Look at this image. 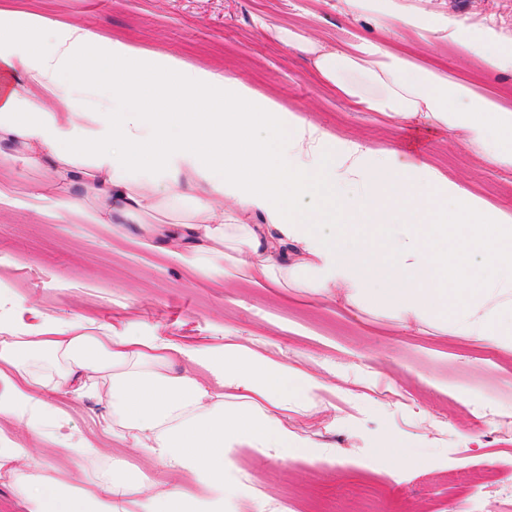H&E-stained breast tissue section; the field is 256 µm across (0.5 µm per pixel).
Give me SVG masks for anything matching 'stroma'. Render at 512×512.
Here are the masks:
<instances>
[{"label":"stroma","instance_id":"1","mask_svg":"<svg viewBox=\"0 0 512 512\" xmlns=\"http://www.w3.org/2000/svg\"><path fill=\"white\" fill-rule=\"evenodd\" d=\"M33 4L52 21L178 56L221 78H247L329 134L429 163L512 212V168L485 161L446 129L400 127L381 113L356 111L314 78L312 55L270 34L278 27L340 49L385 37L426 54L413 30L383 33L370 11H346L342 0H0L18 10ZM392 7L429 14L442 33L435 52L449 74L512 102V71L485 73L452 38L465 29L511 49L512 0H392ZM43 178L22 156L0 157L1 319L36 324L51 316L94 327L132 321L163 339H229L274 351L326 380V390L288 403V425L309 447L284 456L234 449L224 478L238 490L237 512H512L511 349L432 320L398 322L347 301L341 288L324 296L225 282L220 272L169 253L166 233L185 211L150 212L145 220L158 233L148 237L136 224L89 220L92 191L32 197ZM49 402L66 409L75 443L98 433L107 413L92 397ZM389 441L404 452L402 464L381 454ZM116 460L150 475L156 490L178 484L158 461L117 445L78 466L51 442L25 471L63 472L83 490ZM490 472L497 479L491 489Z\"/></svg>","mask_w":512,"mask_h":512}]
</instances>
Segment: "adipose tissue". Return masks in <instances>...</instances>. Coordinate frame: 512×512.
Wrapping results in <instances>:
<instances>
[{"instance_id":"1","label":"adipose tissue","mask_w":512,"mask_h":512,"mask_svg":"<svg viewBox=\"0 0 512 512\" xmlns=\"http://www.w3.org/2000/svg\"><path fill=\"white\" fill-rule=\"evenodd\" d=\"M383 28L436 29L388 10L386 0H343ZM321 82L353 108L459 133L487 161L512 166V106L476 92L439 64L362 39L349 51L296 36ZM362 74L366 86L341 80ZM0 142L43 168L36 197L92 188L103 224L146 223L153 210L195 201L184 222L194 247L179 260L228 279L309 288L388 308L395 319L433 316L460 336L512 349V214L494 209L427 163L331 137L258 93L243 78L212 72L119 38L103 39L31 12L0 9ZM102 88L93 96L94 88ZM379 219L388 257L343 246ZM294 247L293 259L284 250ZM325 381L278 358L139 334L134 325L89 329L62 320L0 326V417L24 422L29 445L0 430V468L33 446L64 441L68 419L46 394L106 403L103 433L204 485L153 492L145 473L121 472L93 491L65 477L21 478L28 512H224V471L234 448L287 453L306 442L279 410ZM233 390L225 402V390Z\"/></svg>"}]
</instances>
